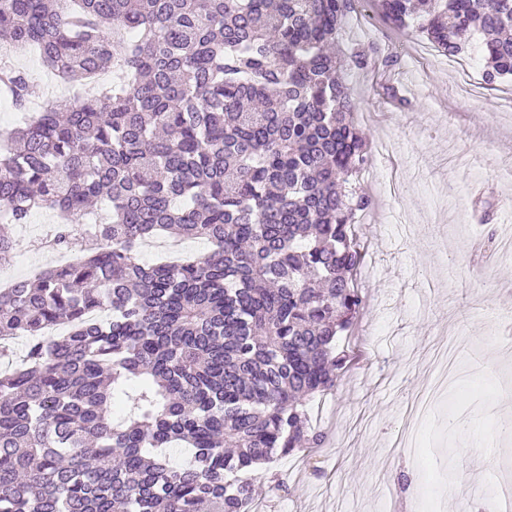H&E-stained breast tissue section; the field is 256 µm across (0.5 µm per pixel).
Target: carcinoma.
Returning a JSON list of instances; mask_svg holds the SVG:
<instances>
[{"label":"carcinoma","instance_id":"1","mask_svg":"<svg viewBox=\"0 0 512 512\" xmlns=\"http://www.w3.org/2000/svg\"><path fill=\"white\" fill-rule=\"evenodd\" d=\"M356 0H0V42L111 90L52 104L0 150V265L36 208L82 257L0 291V512H252L257 467L327 435L308 403L353 361L364 299L355 223L371 153L328 51ZM445 55L482 38L512 78V0H377ZM25 109L26 73L0 64ZM105 222H85L93 205ZM208 253L145 264L139 244ZM170 448L189 460L176 465Z\"/></svg>","mask_w":512,"mask_h":512}]
</instances>
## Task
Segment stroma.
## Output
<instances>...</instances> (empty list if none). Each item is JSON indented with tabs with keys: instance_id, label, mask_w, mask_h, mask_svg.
<instances>
[{
	"instance_id": "stroma-1",
	"label": "stroma",
	"mask_w": 512,
	"mask_h": 512,
	"mask_svg": "<svg viewBox=\"0 0 512 512\" xmlns=\"http://www.w3.org/2000/svg\"><path fill=\"white\" fill-rule=\"evenodd\" d=\"M368 44L398 62L343 74L374 149L361 179L375 206L360 229L368 306L357 362L323 397L324 447L257 472L263 512H388L392 502L418 512L422 495L432 512H464L499 500L512 461V443L493 436L496 419L512 412V400L498 396L502 380L512 381V256L475 250L512 226V82L486 85L479 40L450 68L424 37L389 27L362 0L336 54ZM56 222L42 208L15 226L7 275L26 277L41 261ZM451 431L449 464L435 451ZM275 472L286 475V491L271 490Z\"/></svg>"
}]
</instances>
